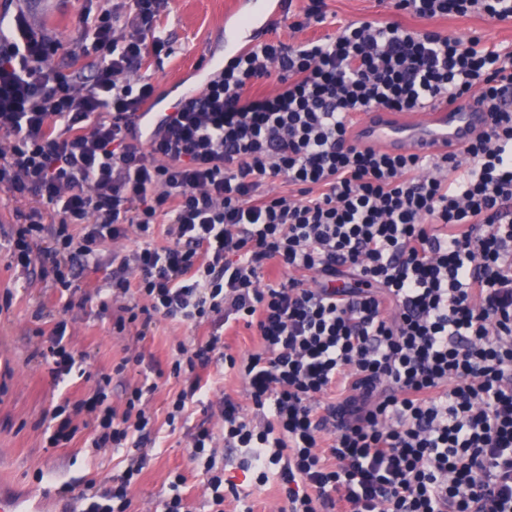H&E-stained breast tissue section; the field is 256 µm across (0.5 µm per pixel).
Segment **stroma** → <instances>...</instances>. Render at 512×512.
I'll return each instance as SVG.
<instances>
[{"label": "stroma", "mask_w": 512, "mask_h": 512, "mask_svg": "<svg viewBox=\"0 0 512 512\" xmlns=\"http://www.w3.org/2000/svg\"><path fill=\"white\" fill-rule=\"evenodd\" d=\"M235 0H170L163 18L168 48L161 56L149 59L145 71L157 88L158 116L173 112L180 98L179 83H195L211 60H224L233 47L224 21ZM329 25L296 31L291 16L276 20L274 35L286 43L317 39L335 33L339 23L357 18H386L390 9L382 0H325ZM100 0H0V17L22 14L34 29L42 30L62 43L63 53L52 57L58 67H66L67 49L79 47L89 14L97 12ZM404 25L453 32L467 37L482 35L486 45L512 47V20L495 21L479 14L439 17L425 21L401 15ZM28 203L0 192V489L17 497L38 495L43 512H73V494L84 491L87 482L97 490L111 484L120 471V453L88 449L91 431L79 428L66 444L48 442L52 412L64 397L85 395L90 383L72 375L67 388L56 387L40 355L45 347L44 332L58 321L67 324L66 341L74 352H85L96 369L112 372L109 403L116 411L125 408V387L143 381L151 369H163L157 388L147 397L148 410L160 444L149 449L147 464L132 489L136 512H160V502L168 493V477L179 470L189 474L187 496L192 512H201L205 487L200 477L192 476L193 464L186 448L184 431H170L166 414L170 400L180 391L183 379L169 376L171 353L177 342H191L206 335L207 326H194L171 319H158L147 335L138 328L124 332L112 329V320L100 317L99 304L108 301L111 310L123 306L109 288L112 275V248L104 246L95 263L89 264L75 281L71 299L60 296L57 285L43 280L38 267H17L8 247L15 228L16 210H28ZM142 353L146 363L136 370L114 374L113 366L132 353ZM224 474L250 490L254 512H277L281 492L276 483L256 485L253 472L242 470L244 453L227 448Z\"/></svg>", "instance_id": "1"}]
</instances>
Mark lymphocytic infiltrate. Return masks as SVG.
<instances>
[{
    "label": "lymphocytic infiltrate",
    "mask_w": 512,
    "mask_h": 512,
    "mask_svg": "<svg viewBox=\"0 0 512 512\" xmlns=\"http://www.w3.org/2000/svg\"><path fill=\"white\" fill-rule=\"evenodd\" d=\"M165 2L101 9L63 70L48 62L59 42L22 16L0 39V190L38 200L16 214L17 264L29 268L32 241L50 233L40 275L67 292L100 247L132 236L112 276L129 301L116 329L158 316L209 324L174 349L170 372L186 385L166 417L189 430L208 512L229 500L253 512L212 428L189 422L212 406L203 375L214 364L250 399L221 403L224 444L247 451L258 485L276 481L282 512H512V48L395 19L269 39L146 135L138 121L155 87L138 72L165 46ZM391 6L423 20L512 18V0ZM267 80L276 90L258 93ZM470 97L492 121L460 150L397 155L352 137L358 115ZM278 179L292 193H269ZM239 325L260 350L226 352ZM65 329L51 331L49 372L58 384L93 375L95 390L55 408L50 443L70 442L87 417L91 448L125 449L126 467L105 491L82 492L78 512H134L155 386L129 387L116 412L112 376L142 356L89 373Z\"/></svg>",
    "instance_id": "f902f5d3"
}]
</instances>
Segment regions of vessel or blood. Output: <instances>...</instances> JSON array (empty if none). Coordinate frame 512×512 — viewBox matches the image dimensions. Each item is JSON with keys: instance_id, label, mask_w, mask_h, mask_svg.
I'll return each mask as SVG.
<instances>
[{"instance_id": "b4317fda", "label": "vessel or blood", "mask_w": 512, "mask_h": 512, "mask_svg": "<svg viewBox=\"0 0 512 512\" xmlns=\"http://www.w3.org/2000/svg\"><path fill=\"white\" fill-rule=\"evenodd\" d=\"M286 0H238L235 11L243 23L235 24L233 46L244 50L264 41L272 17L285 10ZM489 123L484 109L459 101L433 112H410L401 121L377 117L360 123L362 144L393 153L434 155L444 147L459 149L481 134Z\"/></svg>"}]
</instances>
